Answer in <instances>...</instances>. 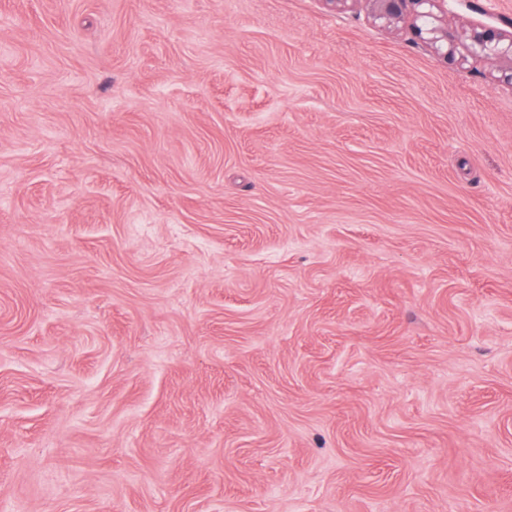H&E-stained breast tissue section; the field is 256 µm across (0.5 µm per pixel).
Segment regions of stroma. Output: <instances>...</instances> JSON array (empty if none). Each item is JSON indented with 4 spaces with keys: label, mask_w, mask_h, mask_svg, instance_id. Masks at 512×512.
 I'll return each mask as SVG.
<instances>
[{
    "label": "stroma",
    "mask_w": 512,
    "mask_h": 512,
    "mask_svg": "<svg viewBox=\"0 0 512 512\" xmlns=\"http://www.w3.org/2000/svg\"><path fill=\"white\" fill-rule=\"evenodd\" d=\"M492 68L324 0H0V512H512Z\"/></svg>",
    "instance_id": "obj_1"
}]
</instances>
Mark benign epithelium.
Listing matches in <instances>:
<instances>
[{
    "mask_svg": "<svg viewBox=\"0 0 512 512\" xmlns=\"http://www.w3.org/2000/svg\"><path fill=\"white\" fill-rule=\"evenodd\" d=\"M338 12L364 6L367 16L385 27L405 24L413 38L435 52L445 63L465 56L496 62L492 77L512 87V32L504 33L482 23L458 31L448 25L447 0H323Z\"/></svg>",
    "mask_w": 512,
    "mask_h": 512,
    "instance_id": "obj_1",
    "label": "benign epithelium"
}]
</instances>
